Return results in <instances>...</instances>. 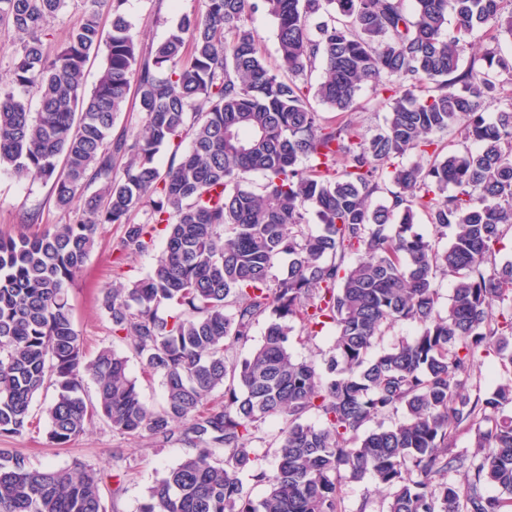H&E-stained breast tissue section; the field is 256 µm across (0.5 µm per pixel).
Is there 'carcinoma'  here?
Wrapping results in <instances>:
<instances>
[{
	"label": "carcinoma",
	"mask_w": 512,
	"mask_h": 512,
	"mask_svg": "<svg viewBox=\"0 0 512 512\" xmlns=\"http://www.w3.org/2000/svg\"><path fill=\"white\" fill-rule=\"evenodd\" d=\"M86 2L49 56L44 37L65 0H0V21L23 34L0 86V166L51 182L58 209L82 211L0 238V435L28 430L50 382L58 445L101 419L192 449L139 512H346L342 485L367 476L386 491L383 512H512V379L473 382L491 354L512 368V262L495 261L512 227V55L494 45L463 62L480 33L512 38V0H413L410 14L403 0H204L147 49L125 0ZM259 8L276 21L275 70L245 25ZM103 49L88 94L85 65ZM365 85L389 107L375 133L352 117ZM132 92L143 125L114 139ZM183 135L190 148L161 171L156 155ZM142 208L147 221L129 223ZM418 209L437 239L450 236L446 248L414 230ZM100 224L126 225L113 243L121 255L166 233L149 273L102 300L112 337L161 379L157 406L126 357L87 358L74 329L67 288ZM443 276L453 278L445 313ZM262 322L261 343L231 355ZM402 322L417 332L370 355ZM327 325L323 364L296 360L293 338ZM269 422L272 471L254 448ZM463 433L471 451L457 453ZM245 469L262 496L245 490ZM105 483L84 465L34 469L0 448V512H106Z\"/></svg>",
	"instance_id": "carcinoma-1"
}]
</instances>
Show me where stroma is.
I'll list each match as a JSON object with an SVG mask.
<instances>
[{
  "mask_svg": "<svg viewBox=\"0 0 512 512\" xmlns=\"http://www.w3.org/2000/svg\"><path fill=\"white\" fill-rule=\"evenodd\" d=\"M202 9V0H127L125 4L131 32L145 48L164 40L183 15ZM34 212L40 216L39 224L23 223V214ZM69 220V214L54 206L51 183L19 178L0 169V237H13L22 231L34 233L39 225L63 224ZM124 232L121 224L99 225L96 244L68 289L74 329L91 355L103 347L126 354L125 345L113 339L112 324L101 307L104 290L144 277L164 249L165 238L160 235L151 250L118 256L112 250V243ZM54 394V389L49 388L38 395L31 405L28 431L17 437L0 436V448L24 455L35 468L47 463L58 468L82 464L109 474L123 473L120 496L104 499L107 512H138L155 481L188 453L181 443L133 439L112 431L99 420L69 447H54L48 439L50 424L44 412Z\"/></svg>",
  "mask_w": 512,
  "mask_h": 512,
  "instance_id": "obj_1",
  "label": "stroma"
}]
</instances>
